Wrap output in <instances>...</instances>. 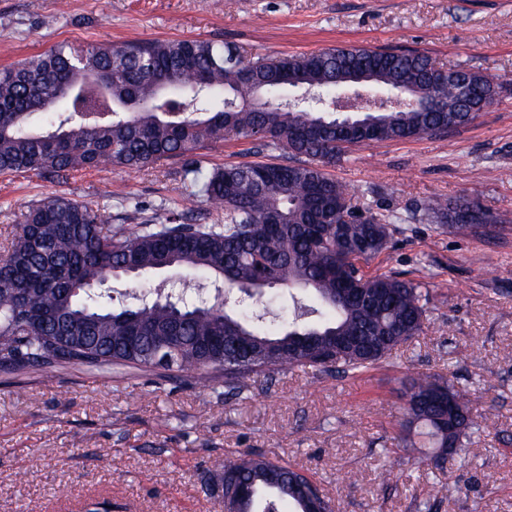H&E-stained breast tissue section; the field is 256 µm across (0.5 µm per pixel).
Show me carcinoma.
<instances>
[{
  "label": "carcinoma",
  "mask_w": 512,
  "mask_h": 512,
  "mask_svg": "<svg viewBox=\"0 0 512 512\" xmlns=\"http://www.w3.org/2000/svg\"><path fill=\"white\" fill-rule=\"evenodd\" d=\"M362 70L372 121L330 111L329 94ZM300 77L307 99L286 96L282 76ZM415 85L414 102L374 90ZM496 90L471 69L436 68L418 52L340 47L243 61L231 45L155 39L122 46L60 45L0 70V175L34 172L63 181L80 170L140 171L181 161L194 194L224 211L215 224H107L89 204L56 194L28 207L0 255V367L73 364L135 367L182 378L195 373L239 395L248 381L296 368L366 372L393 359L422 332L427 292L398 274L363 265L388 246L397 216L351 205L344 184L319 161L352 146L446 133L448 113L473 120ZM435 101L427 112L421 98ZM281 150L286 163L203 170L197 151L227 136ZM451 219L448 201L425 206ZM179 271L224 283V295L147 301L132 288L114 301L101 285L121 275ZM259 288L287 291L300 313L276 323L265 309L241 308ZM407 427L438 449L435 464L458 455L491 415L474 414L444 377L409 380ZM224 478L244 484L240 512H293L331 501L308 476L265 457L229 459Z\"/></svg>",
  "instance_id": "obj_1"
}]
</instances>
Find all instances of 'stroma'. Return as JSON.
<instances>
[{"mask_svg":"<svg viewBox=\"0 0 512 512\" xmlns=\"http://www.w3.org/2000/svg\"><path fill=\"white\" fill-rule=\"evenodd\" d=\"M221 40L242 59L343 46L416 50L489 77L494 102L443 136L355 146L324 164L353 201L399 213L367 273L425 284L428 319L394 363L356 376L299 368L238 396L194 379L70 364L0 369V512H224V461L264 454L312 475L335 512H512V0H0V68L61 44ZM206 170L283 162L250 139L201 150ZM63 194L112 224H211L181 164L0 175V252L27 207ZM441 197L500 234L426 217ZM440 375L495 423L465 458L401 439L402 383Z\"/></svg>","mask_w":512,"mask_h":512,"instance_id":"35a3bbf8","label":"stroma"}]
</instances>
